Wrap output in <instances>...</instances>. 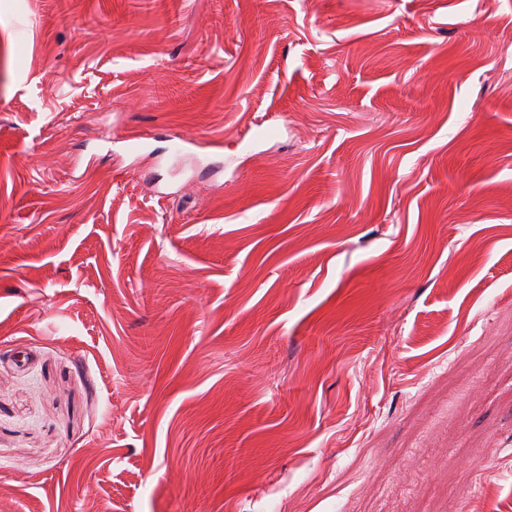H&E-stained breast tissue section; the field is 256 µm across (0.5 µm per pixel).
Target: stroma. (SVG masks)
I'll return each mask as SVG.
<instances>
[{"label": "stroma", "instance_id": "35a3bbf8", "mask_svg": "<svg viewBox=\"0 0 512 512\" xmlns=\"http://www.w3.org/2000/svg\"><path fill=\"white\" fill-rule=\"evenodd\" d=\"M102 507L512 512V0H0V512Z\"/></svg>", "mask_w": 512, "mask_h": 512}]
</instances>
